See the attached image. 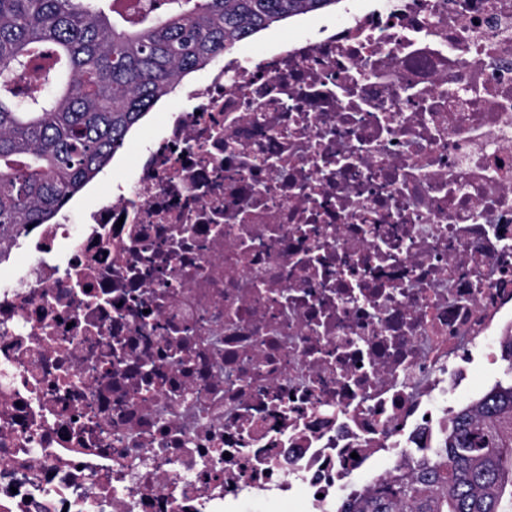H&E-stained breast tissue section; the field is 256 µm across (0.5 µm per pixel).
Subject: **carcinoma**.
<instances>
[{
	"instance_id": "carcinoma-1",
	"label": "carcinoma",
	"mask_w": 512,
	"mask_h": 512,
	"mask_svg": "<svg viewBox=\"0 0 512 512\" xmlns=\"http://www.w3.org/2000/svg\"><path fill=\"white\" fill-rule=\"evenodd\" d=\"M339 0H0V240L50 223L184 77ZM43 89L22 96L20 76ZM353 512H512V380L448 418V441Z\"/></svg>"
}]
</instances>
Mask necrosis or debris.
<instances>
[{
  "label": "necrosis or debris",
  "instance_id": "4bbe7bcc",
  "mask_svg": "<svg viewBox=\"0 0 512 512\" xmlns=\"http://www.w3.org/2000/svg\"><path fill=\"white\" fill-rule=\"evenodd\" d=\"M0 256V512H347L512 338V0H351L185 90Z\"/></svg>",
  "mask_w": 512,
  "mask_h": 512
}]
</instances>
